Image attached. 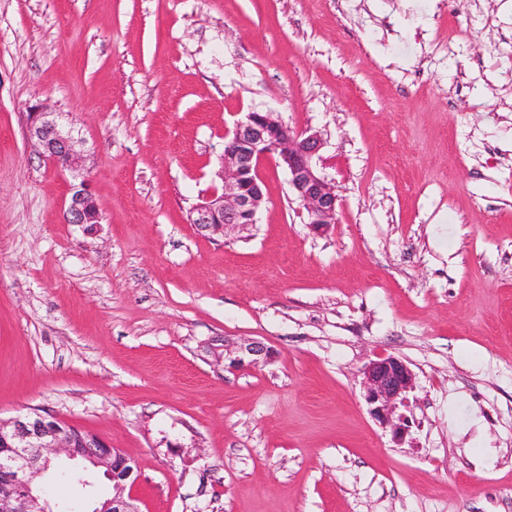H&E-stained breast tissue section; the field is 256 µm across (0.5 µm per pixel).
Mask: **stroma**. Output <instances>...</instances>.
I'll return each mask as SVG.
<instances>
[{
	"instance_id": "stroma-1",
	"label": "stroma",
	"mask_w": 512,
	"mask_h": 512,
	"mask_svg": "<svg viewBox=\"0 0 512 512\" xmlns=\"http://www.w3.org/2000/svg\"><path fill=\"white\" fill-rule=\"evenodd\" d=\"M251 111L321 135L327 233L272 161L255 224L190 223ZM33 411L134 459L139 512H512V0H0V419ZM52 112H32L26 124V136L38 155L57 168L75 169L81 161L75 141L69 132L59 128ZM65 211V221L69 224H102L103 216L98 208L93 209L94 194L90 184L82 180L72 185ZM222 347L224 352L217 354V358L224 356V368L230 370L257 367L270 360L272 355L269 347L254 339L230 341L224 338ZM362 376L370 415L389 429L395 442L405 441L412 427L405 412L415 388L414 373L403 360L382 355L365 366Z\"/></svg>"
}]
</instances>
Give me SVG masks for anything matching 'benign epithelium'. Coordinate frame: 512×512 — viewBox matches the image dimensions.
<instances>
[{
  "label": "benign epithelium",
  "instance_id": "1",
  "mask_svg": "<svg viewBox=\"0 0 512 512\" xmlns=\"http://www.w3.org/2000/svg\"><path fill=\"white\" fill-rule=\"evenodd\" d=\"M26 136L38 155L57 168L75 169L81 161L72 135L59 128L48 112H34ZM321 137L308 130L292 131L270 112H249L236 122L221 158L222 193L204 199L192 211L191 223L204 235H228L256 223L265 195L259 165L275 158L288 172L289 186L309 217V226L324 233L336 223L335 186L324 175ZM94 194L83 180L72 185L65 211L68 224L102 223L92 208ZM269 347L254 339L224 340V368L257 367L270 360ZM362 385L370 415L392 434L406 440L411 430L409 394L415 376L393 356H379L365 366ZM91 466L112 481V496L93 512H139L126 487L139 479L134 460L99 436L37 412L0 420V512H60L44 497L40 481L63 461Z\"/></svg>",
  "mask_w": 512,
  "mask_h": 512
}]
</instances>
